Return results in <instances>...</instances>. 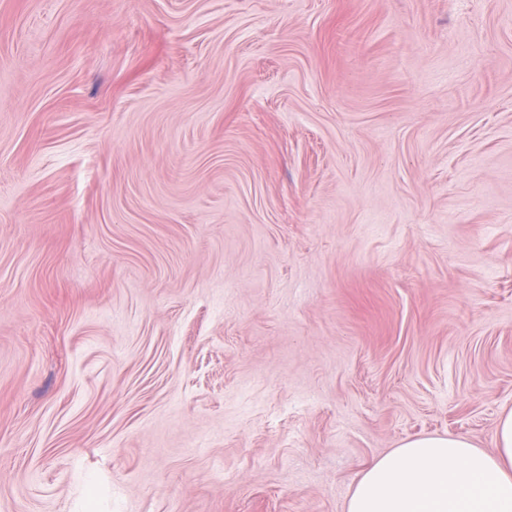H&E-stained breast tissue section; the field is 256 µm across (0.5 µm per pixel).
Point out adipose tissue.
<instances>
[{
  "mask_svg": "<svg viewBox=\"0 0 512 512\" xmlns=\"http://www.w3.org/2000/svg\"><path fill=\"white\" fill-rule=\"evenodd\" d=\"M347 512H512V411L490 453L462 436L406 441L364 471Z\"/></svg>",
  "mask_w": 512,
  "mask_h": 512,
  "instance_id": "ef3b65f1",
  "label": "adipose tissue"
}]
</instances>
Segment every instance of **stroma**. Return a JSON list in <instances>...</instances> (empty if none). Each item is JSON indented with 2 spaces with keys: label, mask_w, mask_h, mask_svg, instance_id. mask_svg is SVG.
<instances>
[{
  "label": "stroma",
  "mask_w": 512,
  "mask_h": 512,
  "mask_svg": "<svg viewBox=\"0 0 512 512\" xmlns=\"http://www.w3.org/2000/svg\"><path fill=\"white\" fill-rule=\"evenodd\" d=\"M512 410V0H0V512H346Z\"/></svg>",
  "instance_id": "35a3bbf8"
}]
</instances>
